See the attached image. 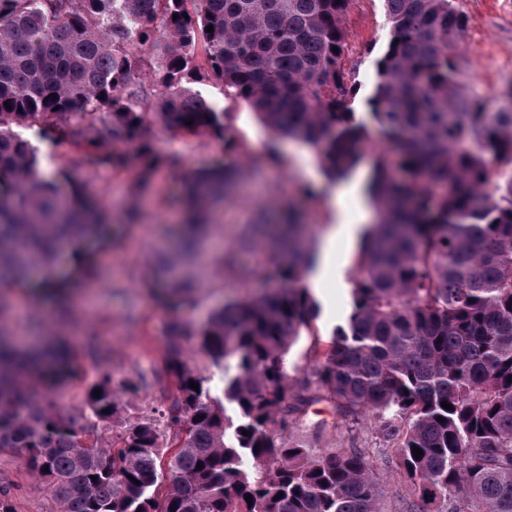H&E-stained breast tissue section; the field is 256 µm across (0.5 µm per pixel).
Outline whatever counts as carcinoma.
I'll list each match as a JSON object with an SVG mask.
<instances>
[{
	"label": "carcinoma",
	"mask_w": 512,
	"mask_h": 512,
	"mask_svg": "<svg viewBox=\"0 0 512 512\" xmlns=\"http://www.w3.org/2000/svg\"><path fill=\"white\" fill-rule=\"evenodd\" d=\"M350 2L0 0V282L62 298L74 277L95 274L84 247L106 233L102 212L42 174L20 129L35 127L101 169L167 165L146 132L149 92L134 82L146 67L165 127L215 135L235 156L186 179L181 238L197 245L205 213L247 164L225 113L187 87L201 44L208 72L271 134L306 145L328 179L374 156L379 218L348 326L298 385L282 367L315 302L301 286L311 257L293 248L273 269L270 294L219 307L197 332L224 375V398L189 365L175 323L165 350L171 403L159 422L132 425L110 444L98 426L118 411L112 374L102 373L77 415L40 403L37 390L50 392L75 368L62 352L23 355L0 331V451L21 454L61 512H382L368 452L313 455L285 435L326 400L343 417L385 418L395 444L382 453L411 494L397 512H443L448 501L449 512H512V112L490 113L460 94L454 49L469 18L455 0H383L398 43L378 61L366 99L377 130L354 122L359 88L344 67ZM378 141L399 153L403 177ZM66 249L76 263L63 274L55 267ZM215 262L250 273L235 248ZM161 271L192 304L193 284L168 264Z\"/></svg>",
	"instance_id": "carcinoma-1"
}]
</instances>
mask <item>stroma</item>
Here are the masks:
<instances>
[{"label": "stroma", "instance_id": "stroma-1", "mask_svg": "<svg viewBox=\"0 0 512 512\" xmlns=\"http://www.w3.org/2000/svg\"><path fill=\"white\" fill-rule=\"evenodd\" d=\"M455 6L469 19L456 49L462 93L480 99L490 112L511 107L506 91L512 86V0H455ZM344 27L349 43L345 65L360 88L354 109L357 119L364 121L368 118L365 100L376 81V62L390 38L383 0H355ZM193 88L224 113L230 132L252 161L240 186L207 216L201 252L193 260L181 261V273L193 274L205 267L210 273L207 283L196 289L193 305L177 310L161 299L156 259L175 251L170 230L186 174L228 164L223 142L207 135L185 138L173 134L154 115L148 136L155 151L169 158V166L110 172L82 163L66 144L38 138L29 129L24 132L38 149L41 167L64 170L71 187L95 197L119 233L113 240L92 246L91 263L97 276L77 280L82 293L68 311L55 308L51 298H38L28 288L6 284L0 330L27 349L42 328L44 316L52 317L54 335L65 342L77 369L76 377L50 394L51 401L68 412H81L86 391L102 371L111 372L122 404L119 414L100 425L108 435L121 433L134 422L155 421L158 408L173 392L174 379L164 364L173 321L185 326L191 365L204 368L209 361L199 350L196 331L211 312L230 299L258 297L272 288L268 274L278 250L250 241L251 226L260 213L272 216L292 206L304 214L315 238H323L331 228L327 203L309 199L304 192L305 169L315 162L311 150L285 137L271 140L251 106L221 81L206 76ZM227 244L239 249L245 265L254 270L252 276H227L211 269L213 258ZM364 247L361 236L338 245L332 270L313 292L316 313L286 356L291 383L310 375L316 356L330 348L335 329L346 325ZM90 336L101 349V358L88 355L86 339ZM289 429L292 440L304 443L316 455L372 449L385 512H394L397 499L407 494L405 479L379 455L380 449L390 445L382 420L344 418L333 403L323 401L309 407L300 420L290 421ZM0 487L9 492L15 512H60L50 485L16 454L0 455Z\"/></svg>", "mask_w": 512, "mask_h": 512}]
</instances>
